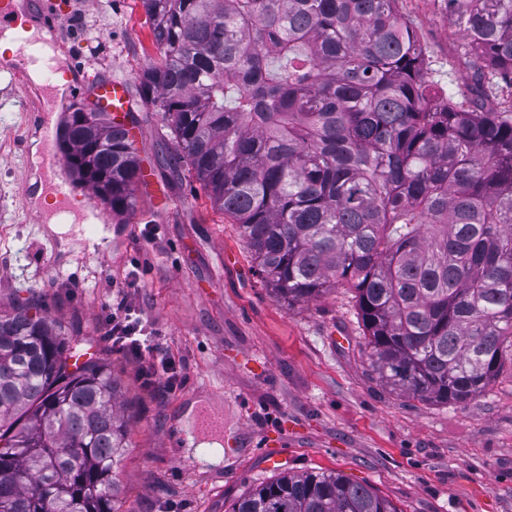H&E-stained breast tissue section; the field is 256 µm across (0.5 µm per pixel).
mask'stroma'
<instances>
[{
	"label": "stroma",
	"mask_w": 512,
	"mask_h": 512,
	"mask_svg": "<svg viewBox=\"0 0 512 512\" xmlns=\"http://www.w3.org/2000/svg\"><path fill=\"white\" fill-rule=\"evenodd\" d=\"M58 51L89 76L137 86L158 61L140 0H60ZM444 89L464 44L436 0H400ZM30 75L0 73V307L30 300L77 332L79 350L109 358L123 388L131 446L120 467L119 512H231L280 471H336L369 485L400 512H512V362L479 396L437 404L392 391L372 371L352 293L338 287L309 303L278 302L231 218L201 184L166 163L172 135L160 115L129 116L147 185L116 215L93 195L84 218L55 233L30 214L39 134ZM174 359L173 391L147 388L137 363L104 338L119 287ZM223 418L203 429L202 413ZM224 450L212 461L207 448ZM286 458L285 467L269 464Z\"/></svg>",
	"instance_id": "35a3bbf8"
}]
</instances>
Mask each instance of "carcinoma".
I'll use <instances>...</instances> for the list:
<instances>
[{
    "label": "carcinoma",
    "mask_w": 512,
    "mask_h": 512,
    "mask_svg": "<svg viewBox=\"0 0 512 512\" xmlns=\"http://www.w3.org/2000/svg\"><path fill=\"white\" fill-rule=\"evenodd\" d=\"M399 0H141L160 61L138 77L174 160L238 224L275 296L354 292L394 391L464 404L512 349V0H438L467 40V91L437 88ZM73 109L61 149L112 213L142 179L134 140ZM0 309V512H118L131 447L100 359ZM231 512H401L336 472H284Z\"/></svg>",
    "instance_id": "obj_1"
}]
</instances>
